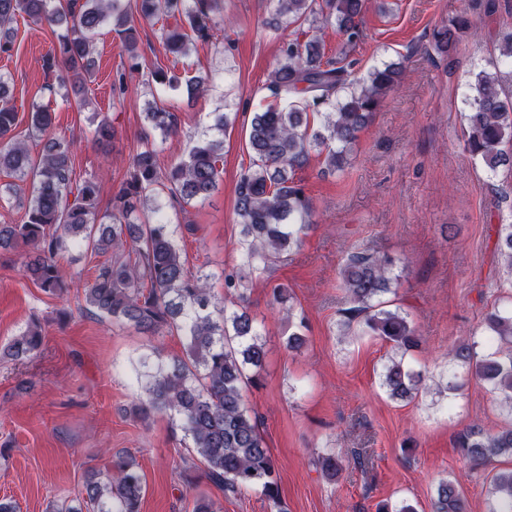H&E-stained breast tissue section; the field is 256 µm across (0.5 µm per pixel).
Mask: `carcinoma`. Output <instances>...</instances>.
<instances>
[{
  "label": "carcinoma",
  "instance_id": "cac0c4a2",
  "mask_svg": "<svg viewBox=\"0 0 512 512\" xmlns=\"http://www.w3.org/2000/svg\"><path fill=\"white\" fill-rule=\"evenodd\" d=\"M365 0H275L269 29L309 24L306 39L283 44V60L271 74L268 89L276 99L300 97L286 106L271 104L253 114L247 131L251 163L236 188L235 214L241 225L238 260L242 275L224 277L236 303L246 302L244 277L259 278L272 264L288 256L311 227L312 203L294 172L312 149L325 154L331 173L350 162V148L366 127L380 99L402 79L403 68L391 62L351 79V72L325 57L321 27L334 25L353 43L362 36L359 18ZM223 0H0V52L14 46L13 23L25 15L36 24L65 27L58 36L57 54L46 59L61 87L71 86L76 105L87 102L93 75L94 36L107 21L128 50L135 48V20L165 15L184 18L187 28L164 30L165 52L177 57L189 46L206 42L217 27ZM460 16L434 30V49L446 54L456 48L469 28ZM500 61L474 73L470 82L465 148L492 172L512 169V31L499 35ZM323 116L318 129L310 127L308 112ZM145 116L165 136L177 130L178 118L153 101ZM33 135L47 141L38 160L11 132L17 112L9 85L0 78V171L16 181L0 187V204L26 200L21 224H0V254L19 256L24 277L47 295L69 288L65 255L85 246L108 258L95 266L93 282L84 290L85 305L101 319L127 324L149 336L177 333L187 339L185 353L168 361L146 356L133 367L142 395L131 414L149 420L168 414L189 440L181 457L182 470L202 464L208 478L226 494L260 492L281 509L277 467L243 388L258 380L265 361L256 318L245 308L230 310L215 300L211 275L192 273L173 240L159 200L188 205L206 199L222 177L223 142L203 140L185 159L167 170L160 167L158 150L146 143L132 158L128 177L113 195L110 222L97 212L98 183L75 177L69 147L49 136L53 113L33 103L29 112ZM496 251L512 271V224L496 228ZM391 260L363 252L348 255L343 288L352 307L347 321L362 318L368 333L380 337L404 355L420 346L421 337L409 313L391 308L382 297L391 291ZM481 335L448 350L449 362L483 381L512 415V300L487 312ZM40 325L32 323L3 350L12 361L40 350ZM425 375L393 358L382 385L393 400L417 394ZM473 467L496 458H512V426L496 431L469 427L457 435ZM145 491L143 476L129 453L116 455L103 477L86 481L77 504L53 505L55 512H140ZM489 512H512V467L494 472L489 480ZM432 512H469L458 484L441 480Z\"/></svg>",
  "mask_w": 512,
  "mask_h": 512
}]
</instances>
